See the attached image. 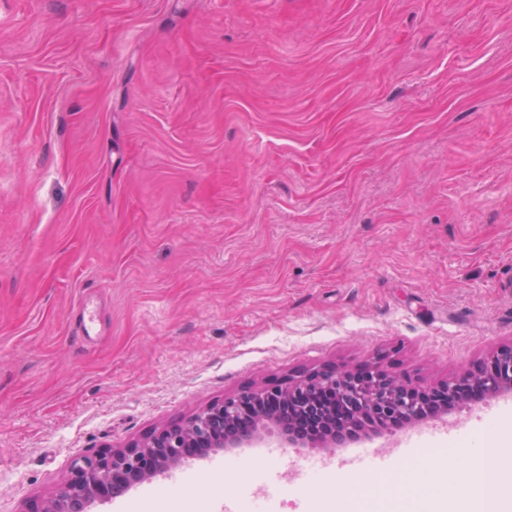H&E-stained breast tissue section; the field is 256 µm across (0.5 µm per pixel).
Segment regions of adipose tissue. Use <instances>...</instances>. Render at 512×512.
Here are the masks:
<instances>
[{
    "label": "adipose tissue",
    "instance_id": "1",
    "mask_svg": "<svg viewBox=\"0 0 512 512\" xmlns=\"http://www.w3.org/2000/svg\"><path fill=\"white\" fill-rule=\"evenodd\" d=\"M431 469V494L454 500L460 512H512V450L472 448Z\"/></svg>",
    "mask_w": 512,
    "mask_h": 512
}]
</instances>
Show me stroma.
<instances>
[{"mask_svg": "<svg viewBox=\"0 0 512 512\" xmlns=\"http://www.w3.org/2000/svg\"><path fill=\"white\" fill-rule=\"evenodd\" d=\"M107 331L74 339L82 293ZM512 342V0H0V512L245 387ZM499 447L501 397L452 407ZM392 450L413 487L435 436ZM230 448L93 512H347L370 470ZM296 460L299 474L277 472Z\"/></svg>", "mask_w": 512, "mask_h": 512, "instance_id": "35a3bbf8", "label": "stroma"}]
</instances>
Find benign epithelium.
I'll return each mask as SVG.
<instances>
[{
  "mask_svg": "<svg viewBox=\"0 0 512 512\" xmlns=\"http://www.w3.org/2000/svg\"><path fill=\"white\" fill-rule=\"evenodd\" d=\"M389 353L359 366L330 364L215 400L189 418L122 448L77 458L69 478L28 512H88L187 459L275 437L283 448L336 450L369 431L389 432L434 419L448 405L512 391V342L465 364L447 380L424 382L388 370Z\"/></svg>",
  "mask_w": 512,
  "mask_h": 512,
  "instance_id": "benign-epithelium-1",
  "label": "benign epithelium"
}]
</instances>
